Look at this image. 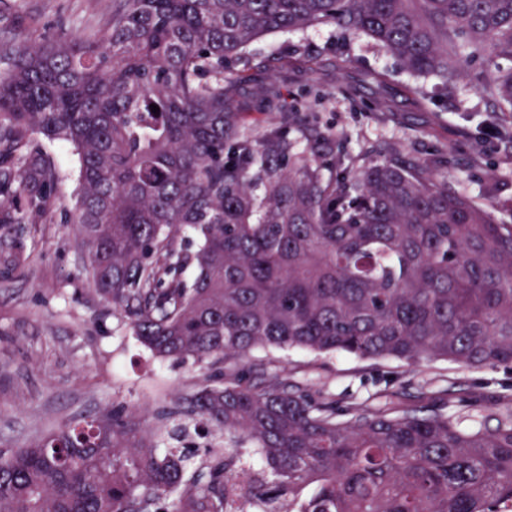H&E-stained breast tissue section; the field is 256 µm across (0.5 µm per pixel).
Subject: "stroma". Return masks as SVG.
<instances>
[{"label": "stroma", "mask_w": 512, "mask_h": 512, "mask_svg": "<svg viewBox=\"0 0 512 512\" xmlns=\"http://www.w3.org/2000/svg\"><path fill=\"white\" fill-rule=\"evenodd\" d=\"M112 0H0V53L21 44L105 29ZM234 86L237 111L253 133L269 123L259 90L276 83L283 108L313 118L350 154L369 147L420 159L449 185L512 224V114L462 78L424 98L414 78L364 35L333 25L259 38ZM495 125L496 136L485 134ZM61 174L40 216L0 224V453L25 447L105 404L156 407L192 391L188 366L154 357L112 316L92 285L71 220L78 158L53 144ZM286 362L288 377L338 408L399 401L453 411L463 424L512 413V367L471 369L445 361L362 360L342 354L257 351Z\"/></svg>", "instance_id": "stroma-1"}]
</instances>
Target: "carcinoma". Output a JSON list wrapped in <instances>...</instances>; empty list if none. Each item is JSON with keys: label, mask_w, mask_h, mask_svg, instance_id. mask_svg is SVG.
<instances>
[{"label": "carcinoma", "mask_w": 512, "mask_h": 512, "mask_svg": "<svg viewBox=\"0 0 512 512\" xmlns=\"http://www.w3.org/2000/svg\"><path fill=\"white\" fill-rule=\"evenodd\" d=\"M324 24L445 88L482 58L472 80L512 112V0H112L102 38L12 51L0 195L41 213L59 176L21 148L69 144L94 287L204 378L1 456L0 512H512V415L342 410L249 367L269 349L512 367L511 224L414 157L344 154L273 85L262 134L232 111L257 38Z\"/></svg>", "instance_id": "cac0c4a2"}]
</instances>
